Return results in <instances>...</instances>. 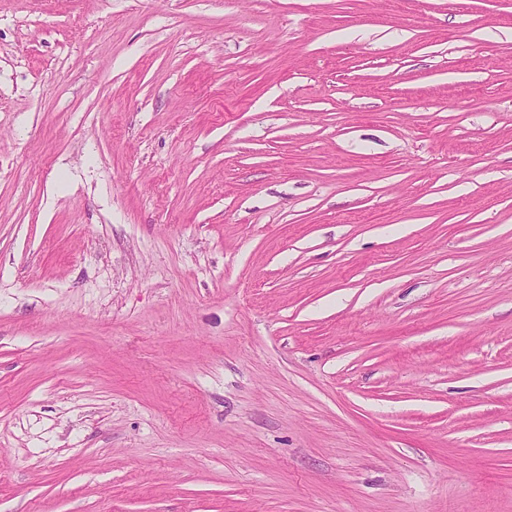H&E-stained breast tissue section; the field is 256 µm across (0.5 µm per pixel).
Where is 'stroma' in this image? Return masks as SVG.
Returning <instances> with one entry per match:
<instances>
[{
	"label": "stroma",
	"instance_id": "stroma-1",
	"mask_svg": "<svg viewBox=\"0 0 512 512\" xmlns=\"http://www.w3.org/2000/svg\"><path fill=\"white\" fill-rule=\"evenodd\" d=\"M0 512H512V0H0Z\"/></svg>",
	"mask_w": 512,
	"mask_h": 512
}]
</instances>
